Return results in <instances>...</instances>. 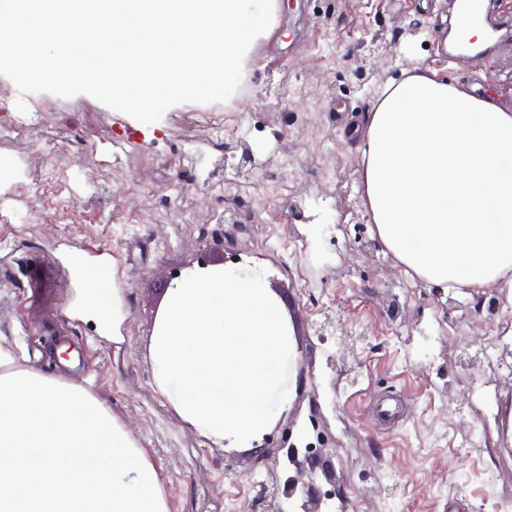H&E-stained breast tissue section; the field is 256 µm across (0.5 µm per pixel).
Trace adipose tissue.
<instances>
[{
	"mask_svg": "<svg viewBox=\"0 0 512 512\" xmlns=\"http://www.w3.org/2000/svg\"><path fill=\"white\" fill-rule=\"evenodd\" d=\"M367 213L402 272L512 302V105L436 76L385 90L361 143ZM80 310L123 339L108 262L70 257ZM0 512H169L131 430L83 386L0 351Z\"/></svg>",
	"mask_w": 512,
	"mask_h": 512,
	"instance_id": "1",
	"label": "adipose tissue"
}]
</instances>
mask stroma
I'll return each instance as SVG.
<instances>
[{
    "label": "stroma",
    "mask_w": 512,
    "mask_h": 512,
    "mask_svg": "<svg viewBox=\"0 0 512 512\" xmlns=\"http://www.w3.org/2000/svg\"><path fill=\"white\" fill-rule=\"evenodd\" d=\"M450 0H277V28L253 50L235 105L169 108L145 139L128 115L87 95L27 96L43 125L0 140V160L26 166L15 211L0 220V345L29 358L26 294L12 247L49 253L64 308L76 298L66 261L109 256L124 291V340L101 338L69 316L70 344L88 355L71 379L126 423L153 461L169 512H301L287 497V449H323L336 512H496L512 496V374L483 350L492 324L512 326L497 289L454 334L437 330L447 297L395 268L363 205L360 141L336 108L365 124L391 81L435 72L449 83L512 99V43L497 65L439 57L436 16ZM250 144L256 168L224 178L212 117ZM303 244L295 267L282 240ZM210 265L261 269L278 290L294 336L295 388L260 444L268 457L189 430L152 383L149 343L166 290ZM485 389L483 403L474 393ZM397 414L376 415L381 401Z\"/></svg>",
    "instance_id": "35a3bbf8"
}]
</instances>
